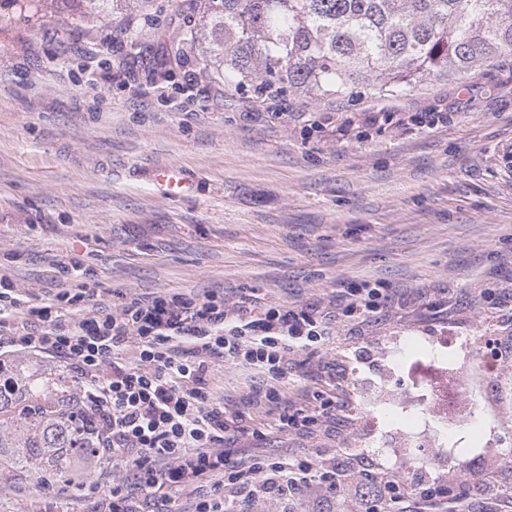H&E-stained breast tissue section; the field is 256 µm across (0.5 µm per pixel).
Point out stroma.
<instances>
[{
	"label": "stroma",
	"mask_w": 512,
	"mask_h": 512,
	"mask_svg": "<svg viewBox=\"0 0 512 512\" xmlns=\"http://www.w3.org/2000/svg\"><path fill=\"white\" fill-rule=\"evenodd\" d=\"M203 24L196 0H135L102 21L0 0V276L47 305L86 285L94 307L191 293L324 310L361 281L387 288L382 314L337 315L325 344L288 357L283 400L345 404L335 418L278 432L249 405L269 375L220 359L209 388L261 432L241 457L320 475L249 512H358L374 474L417 487L438 467L435 454L419 469L387 460L364 429L378 419L380 437L402 443L401 394L432 356L472 368L468 345L438 354L433 339L512 336V56L388 96L271 103L205 66V40L189 37ZM164 167L185 182L177 198L156 182ZM333 470L350 476L343 491L322 479ZM45 479L1 474L0 512H101L113 470H92V493L59 479L51 499ZM459 484L471 512H500L512 456L487 436Z\"/></svg>",
	"instance_id": "35a3bbf8"
}]
</instances>
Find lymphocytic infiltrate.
<instances>
[{
	"mask_svg": "<svg viewBox=\"0 0 512 512\" xmlns=\"http://www.w3.org/2000/svg\"><path fill=\"white\" fill-rule=\"evenodd\" d=\"M0 276V349L60 359L78 384L79 410L95 417L114 468L131 472L112 486L104 512H154L157 504L195 487L194 512H227V500L249 502L267 494L288 497L314 482L310 462L255 455L247 463L230 449L247 435L243 415L227 412L209 391L216 359L271 376L262 397L279 407L277 431L316 424L328 404L288 412L277 385L288 354L324 344L334 315L259 305L228 313L223 297L160 294L150 301L79 311L85 292L59 294L55 307L10 296ZM388 294L370 282L342 293L347 316L369 318L387 307ZM136 343L133 360L121 356ZM387 512H438L451 501L469 512V495L437 481L422 493L400 491L388 476L378 479Z\"/></svg>",
	"mask_w": 512,
	"mask_h": 512,
	"instance_id": "1",
	"label": "lymphocytic infiltrate"
}]
</instances>
